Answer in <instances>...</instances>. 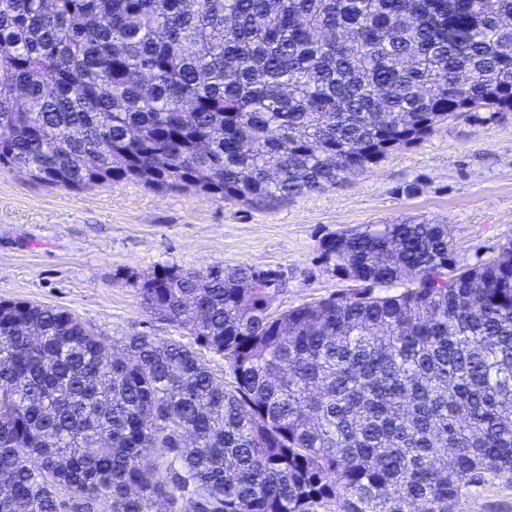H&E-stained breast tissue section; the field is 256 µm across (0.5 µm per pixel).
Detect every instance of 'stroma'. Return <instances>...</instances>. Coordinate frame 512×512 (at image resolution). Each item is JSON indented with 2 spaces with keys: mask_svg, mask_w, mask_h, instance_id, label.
<instances>
[{
  "mask_svg": "<svg viewBox=\"0 0 512 512\" xmlns=\"http://www.w3.org/2000/svg\"><path fill=\"white\" fill-rule=\"evenodd\" d=\"M406 219L447 225L460 263L496 254L512 237V112L458 115L338 186L257 203L132 182L64 190L0 168V300L63 308L109 340L188 343L141 303L136 283L155 267L271 273L282 312L344 288L324 239ZM453 512H512V479L472 487Z\"/></svg>",
  "mask_w": 512,
  "mask_h": 512,
  "instance_id": "obj_1",
  "label": "stroma"
}]
</instances>
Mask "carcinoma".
Instances as JSON below:
<instances>
[{"label": "carcinoma", "instance_id": "obj_1", "mask_svg": "<svg viewBox=\"0 0 512 512\" xmlns=\"http://www.w3.org/2000/svg\"><path fill=\"white\" fill-rule=\"evenodd\" d=\"M187 2L0 0V167L257 202L465 103L512 112V0ZM321 258L349 287L279 314L267 273L155 268L145 308L193 344L110 358L70 312L0 301V512H450L512 476V239L461 264L448 225L402 220Z\"/></svg>", "mask_w": 512, "mask_h": 512}]
</instances>
